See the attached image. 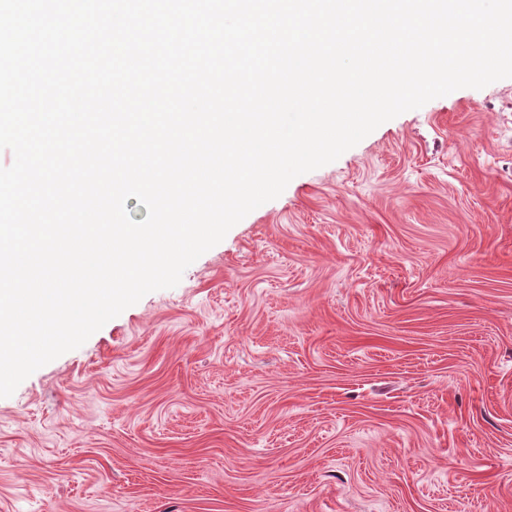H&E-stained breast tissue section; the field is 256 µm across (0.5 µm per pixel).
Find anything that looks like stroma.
Listing matches in <instances>:
<instances>
[{"instance_id": "obj_1", "label": "stroma", "mask_w": 512, "mask_h": 512, "mask_svg": "<svg viewBox=\"0 0 512 512\" xmlns=\"http://www.w3.org/2000/svg\"><path fill=\"white\" fill-rule=\"evenodd\" d=\"M0 512H512V78L295 177L0 398Z\"/></svg>"}]
</instances>
